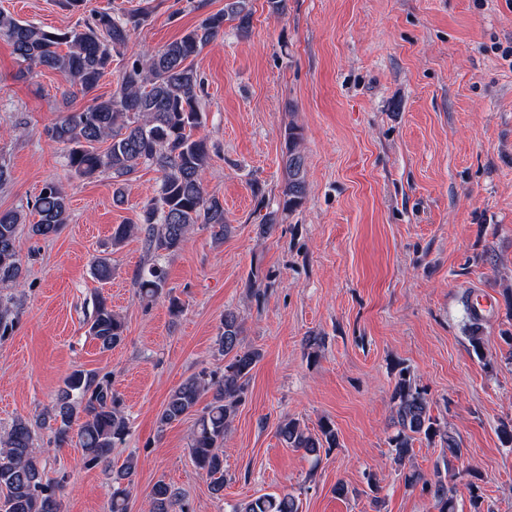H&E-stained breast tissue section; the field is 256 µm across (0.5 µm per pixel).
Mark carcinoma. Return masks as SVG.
<instances>
[{"mask_svg": "<svg viewBox=\"0 0 512 512\" xmlns=\"http://www.w3.org/2000/svg\"><path fill=\"white\" fill-rule=\"evenodd\" d=\"M66 7L82 12V17L64 32L46 30L31 22L0 11V37L6 38L26 72L42 67L62 73L70 86L84 96L90 95L111 70L112 58L125 55L136 29L146 25L149 15L85 10L86 0H65ZM236 22L240 32L252 24L248 0H225L224 9L204 17L194 28L158 50L131 55L125 62L116 88L106 99L95 96L85 107L62 115L46 129L51 142L63 146L65 166L72 175L90 179L98 173L112 175V201L124 204V186L143 165L161 173L157 194L144 203L129 224H120L112 232V246L132 236H141L147 252L155 257L180 250L187 236L200 225L215 240L224 239L228 224L224 202L204 187V172L210 152L205 138L197 132L205 125L199 105L203 80L194 60L213 39L224 31V22ZM285 182L279 199L284 212L301 207L307 195L301 134L294 126L285 130ZM106 148H101V145ZM32 209L38 220L26 225L21 210L0 211V289L23 287L19 260L20 238H47L57 234L69 221V204L62 187L55 181L44 184ZM95 277L112 278L109 257L92 260ZM137 295L151 301L166 288V273L154 264L136 274ZM469 318V339L481 350V331L485 317L471 297L464 298ZM14 326L12 298L0 295V336ZM88 334L102 350L119 346L124 340L122 317L98 296L89 322ZM241 317L224 311L215 340L216 351L224 357L221 370L206 369L192 375L174 389L158 415L159 427L182 421L194 413L189 434L191 459L211 479L212 493L224 492V436L247 390L250 373L261 359L255 348L242 345ZM64 393L42 424L49 429L53 443L70 441L73 424L85 459L92 464H110L112 448L124 442L128 422L122 399L112 388V379L84 370L73 371L64 382ZM211 394L204 407L201 398ZM394 432L388 438L395 461L402 468L411 461L413 444L426 440L461 457L460 445L448 425L431 414L426 392L418 387L410 370L398 372L392 394ZM276 434L288 448L302 449L318 456L323 448H334L337 432L323 421L316 433L301 427L294 419L279 422ZM35 432L30 420L16 418L0 433V512H58L57 497L64 488L66 475L48 476L45 467L33 455ZM137 461L127 459L112 476L111 512H128ZM410 486L422 484L434 499L438 512H456L448 479L436 471L428 480L411 468L404 474ZM150 512H188L182 493L164 481L150 492ZM230 512H299L291 494L266 493L240 500Z\"/></svg>", "mask_w": 512, "mask_h": 512, "instance_id": "1", "label": "carcinoma"}]
</instances>
